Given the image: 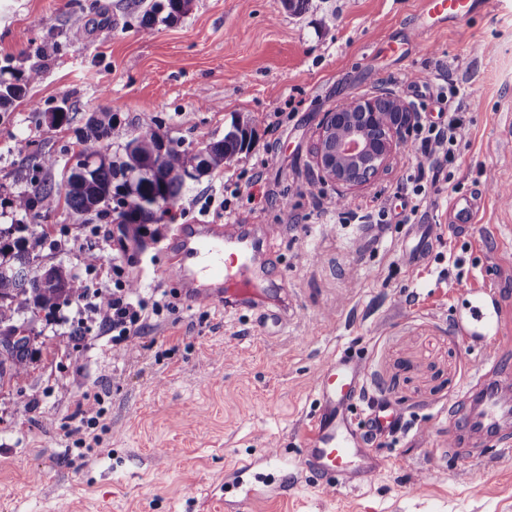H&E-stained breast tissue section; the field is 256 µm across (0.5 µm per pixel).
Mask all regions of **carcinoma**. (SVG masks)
Segmentation results:
<instances>
[{"label":"carcinoma","instance_id":"obj_1","mask_svg":"<svg viewBox=\"0 0 512 512\" xmlns=\"http://www.w3.org/2000/svg\"><path fill=\"white\" fill-rule=\"evenodd\" d=\"M192 0H137L139 28L149 34L157 22L172 23L185 16ZM40 77V70H0V110L22 99L27 87ZM81 161L70 169L61 185L35 176L13 196L16 213L30 212L42 218L65 202L75 215L115 214L122 224H152L168 210L154 206L160 197L174 204L186 179L224 168L248 148L252 130L239 120L224 132V138L209 142L198 153L171 138L162 141L153 128L142 129L118 141L114 116L107 110L90 113L76 129ZM39 239L27 224L0 226V327L17 329L21 311L35 308L51 312L78 296L77 276L61 263L41 271L34 263ZM29 367L28 344L19 346L9 365L0 360V379L20 378Z\"/></svg>","mask_w":512,"mask_h":512}]
</instances>
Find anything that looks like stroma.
<instances>
[{
  "mask_svg": "<svg viewBox=\"0 0 512 512\" xmlns=\"http://www.w3.org/2000/svg\"><path fill=\"white\" fill-rule=\"evenodd\" d=\"M420 7L311 0L296 14L282 0H192L187 15L146 35L131 0H0V68L41 70L0 112V225L45 228L44 265L90 283L118 265L146 302L162 303L129 346L90 323L86 300L34 323L27 374L0 383V512H512V456L448 454V408L484 355L487 287L501 298L500 333L512 337V208L484 193L512 188V0L422 33ZM412 33L414 46L387 50V39ZM424 72L460 87L449 104L464 130L447 180L402 224L394 192L418 163L410 149L344 188L322 182L315 153L325 113L347 103L423 102L436 118L435 95L413 86ZM60 105L72 126L43 120ZM103 108L124 137L151 127L196 147L237 119L254 136L223 170L186 182L143 239L64 205L45 221L17 216L9 201L30 165L16 140L55 157L45 177L61 183L75 127ZM321 194L356 211L386 205L389 222L338 223L318 208ZM461 194L480 200L475 223L449 221ZM180 224L248 225L267 255L254 296L284 299L287 321L270 333L257 310L180 302L165 274ZM424 224L443 232L423 248ZM90 247L101 256L93 268ZM344 355L366 366L355 434L382 407L396 422L359 446L377 472L349 471L326 494L298 470L280 496L265 456L276 448L297 462L319 409L313 371ZM90 394L103 409L93 424ZM85 423L97 437L89 451L67 435Z\"/></svg>",
  "mask_w": 512,
  "mask_h": 512,
  "instance_id": "1",
  "label": "stroma"
}]
</instances>
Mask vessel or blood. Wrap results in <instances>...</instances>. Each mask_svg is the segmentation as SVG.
<instances>
[{
    "label": "vessel or blood",
    "mask_w": 512,
    "mask_h": 512,
    "mask_svg": "<svg viewBox=\"0 0 512 512\" xmlns=\"http://www.w3.org/2000/svg\"><path fill=\"white\" fill-rule=\"evenodd\" d=\"M486 3L422 0L421 27L431 30L444 22L464 21ZM478 210L475 201L464 198L450 204L458 223H473ZM260 249V240L236 224H182L169 245L174 260L167 274L180 287L185 303L218 302L236 308L250 302ZM480 365L484 374L466 386L451 413L448 452L453 456L512 453V392L499 382L500 376L512 372V347L490 344ZM363 369L362 360L340 358L314 374L321 408L311 421L301 456L316 467L320 486L328 492L336 489L335 476L353 468L358 457L347 411L358 394Z\"/></svg>",
    "instance_id": "vessel-or-blood-1"
}]
</instances>
